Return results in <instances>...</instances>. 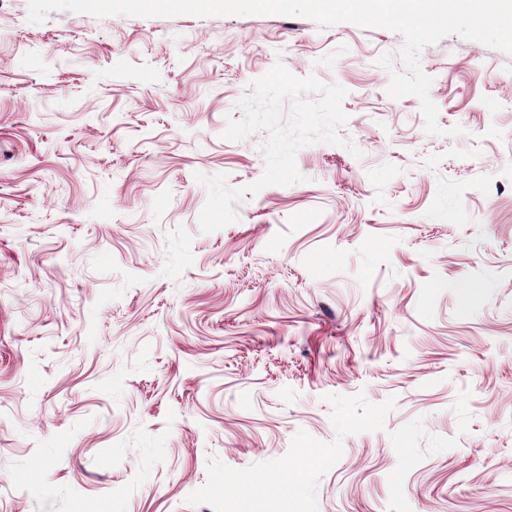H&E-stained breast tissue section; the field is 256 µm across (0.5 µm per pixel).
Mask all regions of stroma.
Returning a JSON list of instances; mask_svg holds the SVG:
<instances>
[{"label":"stroma","instance_id":"1","mask_svg":"<svg viewBox=\"0 0 512 512\" xmlns=\"http://www.w3.org/2000/svg\"><path fill=\"white\" fill-rule=\"evenodd\" d=\"M402 43L0 0V512H512V55L423 49L446 138L386 92ZM278 62L350 145L203 232Z\"/></svg>","mask_w":512,"mask_h":512}]
</instances>
